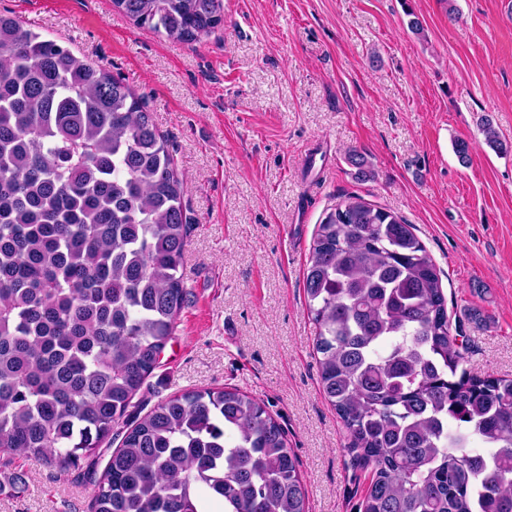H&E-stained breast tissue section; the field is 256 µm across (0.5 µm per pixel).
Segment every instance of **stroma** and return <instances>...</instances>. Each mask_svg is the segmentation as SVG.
Segmentation results:
<instances>
[{
    "mask_svg": "<svg viewBox=\"0 0 512 512\" xmlns=\"http://www.w3.org/2000/svg\"><path fill=\"white\" fill-rule=\"evenodd\" d=\"M0 11L143 95L186 182L189 302L136 417L176 393L239 388L285 429L309 512H359L371 473L351 467L321 393L303 289L317 224L351 193L414 224L451 318L480 313L464 324L471 372L512 377V0H224L223 25L192 45L110 0ZM486 119L507 152L486 144ZM91 493L35 459L0 467V512H87Z\"/></svg>",
    "mask_w": 512,
    "mask_h": 512,
    "instance_id": "stroma-1",
    "label": "stroma"
}]
</instances>
